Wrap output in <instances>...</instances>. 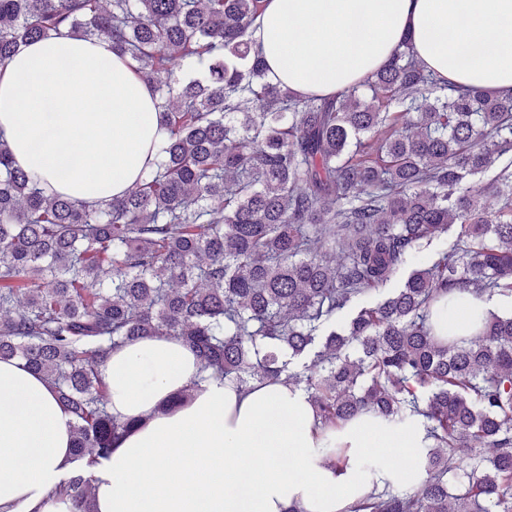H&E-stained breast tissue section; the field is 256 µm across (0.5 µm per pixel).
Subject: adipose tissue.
Returning a JSON list of instances; mask_svg holds the SVG:
<instances>
[{"mask_svg":"<svg viewBox=\"0 0 512 512\" xmlns=\"http://www.w3.org/2000/svg\"><path fill=\"white\" fill-rule=\"evenodd\" d=\"M260 23L269 79L300 95L344 93L407 40L455 85L512 88V0H265ZM164 135L152 88L108 39L34 42L0 74V138L72 200L123 196ZM100 370L110 412L134 425L89 473L94 512H349L427 478L421 423L363 413L323 429L303 389L212 377L174 336L126 343ZM72 435L52 388L0 361V512H66L49 493L73 469Z\"/></svg>","mask_w":512,"mask_h":512,"instance_id":"adipose-tissue-1","label":"adipose tissue"}]
</instances>
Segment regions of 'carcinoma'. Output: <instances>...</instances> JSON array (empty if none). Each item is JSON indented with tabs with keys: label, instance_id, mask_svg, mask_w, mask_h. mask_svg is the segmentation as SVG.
<instances>
[{
	"label": "carcinoma",
	"instance_id": "1",
	"mask_svg": "<svg viewBox=\"0 0 512 512\" xmlns=\"http://www.w3.org/2000/svg\"><path fill=\"white\" fill-rule=\"evenodd\" d=\"M262 9L0 0V70L53 35L110 38L167 130L140 182L105 207L44 195L0 140V360L53 387L78 462L107 457L129 427L100 375L112 348L177 336L242 387L302 388L325 426L362 412L421 420L426 481L353 512H512V311H488L461 342L438 340L431 321L457 291L512 301V89L459 91L408 41L359 86L300 98L267 79L251 31ZM454 226L451 249L361 303ZM470 319L460 305L448 330ZM59 494L91 512L82 472Z\"/></svg>",
	"mask_w": 512,
	"mask_h": 512
}]
</instances>
